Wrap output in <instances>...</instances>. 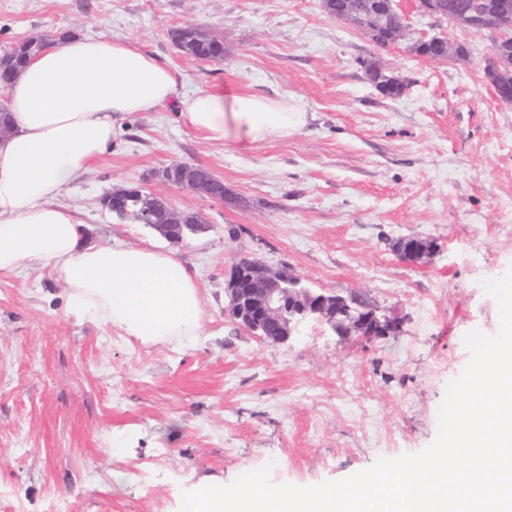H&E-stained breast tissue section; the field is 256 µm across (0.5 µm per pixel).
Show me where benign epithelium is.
<instances>
[{
	"instance_id": "obj_1",
	"label": "benign epithelium",
	"mask_w": 512,
	"mask_h": 512,
	"mask_svg": "<svg viewBox=\"0 0 512 512\" xmlns=\"http://www.w3.org/2000/svg\"><path fill=\"white\" fill-rule=\"evenodd\" d=\"M505 0H489L487 7L481 13L462 11L448 4L447 0H418L420 12L448 21L449 24L475 32L496 33L503 15ZM402 13L398 0H354L347 23L358 27L371 37L379 46L390 45L393 37H385L386 19L390 15ZM436 44L444 47V51L431 55L433 60L447 57L463 59L468 50L465 44L450 42L444 37L434 36L418 45ZM512 59V45L509 43H493L490 54L485 58V73L493 77L501 73V68ZM367 77L374 75L382 79L383 84L390 88H404L403 82L395 77L382 75L375 62L364 64ZM155 177L177 188L188 189L202 197L226 203L230 196L224 188V182L213 176L208 183L198 181L194 167L186 163H173L155 172ZM144 186L136 188L117 187L103 195L101 204L113 213L123 216L130 215L126 209H121V202L133 192H143ZM169 224H159L157 229L166 234L167 226L178 228L180 233L196 234L207 228L205 224H189L187 219L174 210L168 211ZM288 270H272L259 258H243L234 266L225 293L228 299V309L234 314L240 325L258 338L274 343L288 341L296 326L309 316L325 320L331 326H336V319L342 313L351 310L347 298L324 293L313 294L302 291L290 294L283 284L291 283L287 277ZM357 315L347 325H342L340 334L347 336L351 333L370 340L389 333H397L401 322L394 317H379L378 308L365 300L356 309Z\"/></svg>"
}]
</instances>
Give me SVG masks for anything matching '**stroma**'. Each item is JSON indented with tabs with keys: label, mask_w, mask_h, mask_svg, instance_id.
Segmentation results:
<instances>
[{
	"label": "stroma",
	"mask_w": 512,
	"mask_h": 512,
	"mask_svg": "<svg viewBox=\"0 0 512 512\" xmlns=\"http://www.w3.org/2000/svg\"><path fill=\"white\" fill-rule=\"evenodd\" d=\"M403 7L404 36L381 48L322 0H0V51L60 34L127 39L185 93L234 87L310 116L243 153L182 124L176 105L139 112L63 195L89 244L173 248L102 211L114 187L146 184L204 219L208 231L176 247L204 303L199 336L145 345L67 314L49 268L0 274V512H178L182 490L267 463L272 482L307 487L432 442L470 360L464 335L499 328L482 283L512 268V103L485 74L489 34ZM186 25L222 39L223 61L181 54L170 34ZM434 36L467 58L412 52ZM369 60L404 82L400 96L366 80ZM177 162L208 168L235 204L152 179ZM408 237L432 253L403 260L393 245ZM245 256L362 295L403 328L343 339L311 319L286 343L262 341L227 311ZM432 43L436 45H443L444 51L439 54L421 55V57L433 60H441L447 57H456L458 59H463L468 55V50L465 44L459 42H450L448 41V39L439 36H434L428 40H422L418 42L416 46H422L424 44Z\"/></svg>",
	"instance_id": "stroma-1"
}]
</instances>
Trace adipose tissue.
Returning <instances> with one entry per match:
<instances>
[{"instance_id":"1","label":"adipose tissue","mask_w":512,"mask_h":512,"mask_svg":"<svg viewBox=\"0 0 512 512\" xmlns=\"http://www.w3.org/2000/svg\"><path fill=\"white\" fill-rule=\"evenodd\" d=\"M0 133V274L50 268L77 317L145 344L199 335L205 310L177 251L84 244L64 191L109 154L123 120L179 105L185 126L249 151L297 133L307 114L239 90L182 96L175 74L132 42L71 36L45 46L6 86Z\"/></svg>"}]
</instances>
